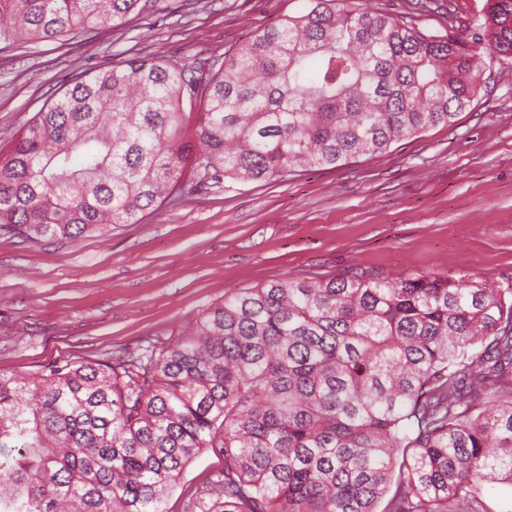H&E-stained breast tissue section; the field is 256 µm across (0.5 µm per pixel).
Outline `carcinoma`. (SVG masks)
Wrapping results in <instances>:
<instances>
[{"instance_id":"obj_1","label":"carcinoma","mask_w":512,"mask_h":512,"mask_svg":"<svg viewBox=\"0 0 512 512\" xmlns=\"http://www.w3.org/2000/svg\"><path fill=\"white\" fill-rule=\"evenodd\" d=\"M169 0H0V46L122 30ZM512 56V0L469 38L350 0L191 63L75 75L0 149V233L77 241L188 185L341 166L455 122ZM482 347V355L472 351ZM489 512L512 487V301L468 276L352 272L224 295L159 353L0 375V512ZM224 469V459L210 452H203L185 470L172 487L167 497V512H190L187 504L197 489L205 485L210 477ZM485 507L493 512H512V488L491 483L482 491Z\"/></svg>"}]
</instances>
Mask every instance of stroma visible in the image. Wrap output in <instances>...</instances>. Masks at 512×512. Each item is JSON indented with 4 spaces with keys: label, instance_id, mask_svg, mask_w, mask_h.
I'll use <instances>...</instances> for the list:
<instances>
[{
    "label": "stroma",
    "instance_id": "obj_1",
    "mask_svg": "<svg viewBox=\"0 0 512 512\" xmlns=\"http://www.w3.org/2000/svg\"><path fill=\"white\" fill-rule=\"evenodd\" d=\"M433 32L474 33L485 0H354ZM305 0H187L128 30L77 32L0 50V144L72 76L149 55L190 62L235 47L301 13ZM471 276L512 292V58L450 126H436L336 167L285 180L186 189L139 224L109 235L25 241L0 235V373H41L56 360L113 363L183 336L236 288L283 277ZM224 467L202 453L172 487L167 512H189Z\"/></svg>",
    "mask_w": 512,
    "mask_h": 512
}]
</instances>
